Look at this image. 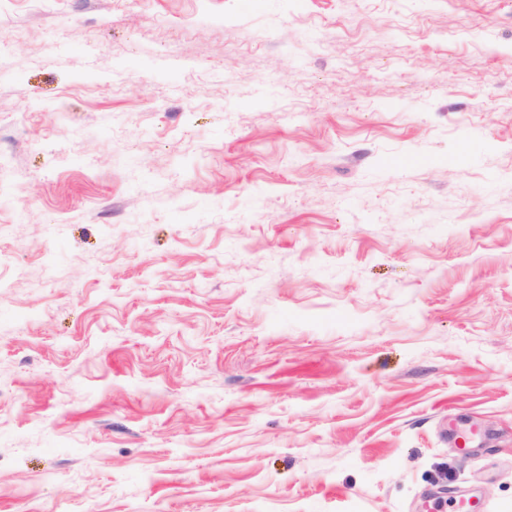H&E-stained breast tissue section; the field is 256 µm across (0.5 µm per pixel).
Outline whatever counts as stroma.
Listing matches in <instances>:
<instances>
[{"instance_id": "35a3bbf8", "label": "stroma", "mask_w": 512, "mask_h": 512, "mask_svg": "<svg viewBox=\"0 0 512 512\" xmlns=\"http://www.w3.org/2000/svg\"><path fill=\"white\" fill-rule=\"evenodd\" d=\"M433 494L512 512V0H0V512Z\"/></svg>"}]
</instances>
